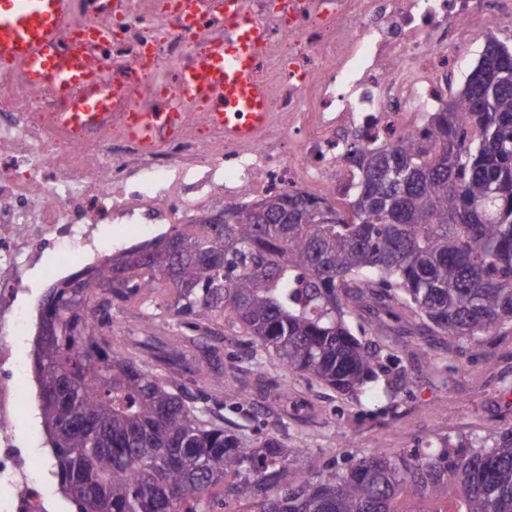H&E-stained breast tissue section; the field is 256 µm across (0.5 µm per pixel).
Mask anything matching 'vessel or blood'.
I'll return each mask as SVG.
<instances>
[{
    "instance_id": "1",
    "label": "vessel or blood",
    "mask_w": 512,
    "mask_h": 512,
    "mask_svg": "<svg viewBox=\"0 0 512 512\" xmlns=\"http://www.w3.org/2000/svg\"><path fill=\"white\" fill-rule=\"evenodd\" d=\"M217 2L230 36L181 69L180 95L206 112L227 137L246 141L268 119L267 92L255 80L265 24L246 14L241 0ZM72 3L0 0V65L22 70L33 90L52 89L64 105L62 122L83 126L110 101L96 85L102 61H88L60 36L72 19ZM127 115V135L148 147L160 130L174 128L180 120L174 107L146 112L132 104Z\"/></svg>"
}]
</instances>
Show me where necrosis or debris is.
<instances>
[{
    "instance_id": "1",
    "label": "necrosis or debris",
    "mask_w": 512,
    "mask_h": 512,
    "mask_svg": "<svg viewBox=\"0 0 512 512\" xmlns=\"http://www.w3.org/2000/svg\"><path fill=\"white\" fill-rule=\"evenodd\" d=\"M159 5L76 0V23L112 31L102 71L112 104L89 125H63L59 100L0 69V512H50L54 498L36 476L39 434L18 422L35 397L24 349L39 285L102 256L116 224L144 238L202 205L303 186L345 199L350 146L423 136V113L463 68L449 46L490 25L512 29V0H250L268 27L255 70L269 94L266 127L232 142L189 108L147 149L122 133L126 100L161 109L181 66L224 38L221 20L188 34Z\"/></svg>"
}]
</instances>
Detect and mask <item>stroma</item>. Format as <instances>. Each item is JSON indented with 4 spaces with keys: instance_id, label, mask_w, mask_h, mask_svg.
Wrapping results in <instances>:
<instances>
[{
    "instance_id": "obj_1",
    "label": "stroma",
    "mask_w": 512,
    "mask_h": 512,
    "mask_svg": "<svg viewBox=\"0 0 512 512\" xmlns=\"http://www.w3.org/2000/svg\"><path fill=\"white\" fill-rule=\"evenodd\" d=\"M375 342L382 357L408 367V390L381 395L375 402L357 401L293 377L288 403L271 396L258 399L250 406L252 415L261 422L287 412L289 447L308 454L324 470L347 467L379 445L395 453L443 436L488 442L512 429L511 332L463 343L452 353L446 337L401 319L391 322ZM419 346L427 348L429 359H411ZM433 357L440 359V366L430 365ZM314 411L336 414L335 425L313 426Z\"/></svg>"
}]
</instances>
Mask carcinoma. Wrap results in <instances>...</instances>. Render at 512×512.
Wrapping results in <instances>:
<instances>
[{
	"mask_svg": "<svg viewBox=\"0 0 512 512\" xmlns=\"http://www.w3.org/2000/svg\"><path fill=\"white\" fill-rule=\"evenodd\" d=\"M412 136L355 145L354 191L338 209L300 191L220 211L86 269L45 293L34 353L53 474L78 512H224L244 491L257 512H396L401 493L453 479L465 512H512V429L492 447L446 436L399 454L376 447L319 471L292 453L286 416L249 433L237 372L212 373L231 416L191 400L199 374L185 341L158 322L224 317L255 351L347 398L375 401L411 383L376 343L353 333L375 308L374 335L404 314L452 345L512 332V46L493 36L444 112ZM175 292L159 311L154 294ZM140 303L143 335L114 343L100 313Z\"/></svg>",
	"mask_w": 512,
	"mask_h": 512,
	"instance_id": "cac0c4a2",
	"label": "carcinoma"
}]
</instances>
